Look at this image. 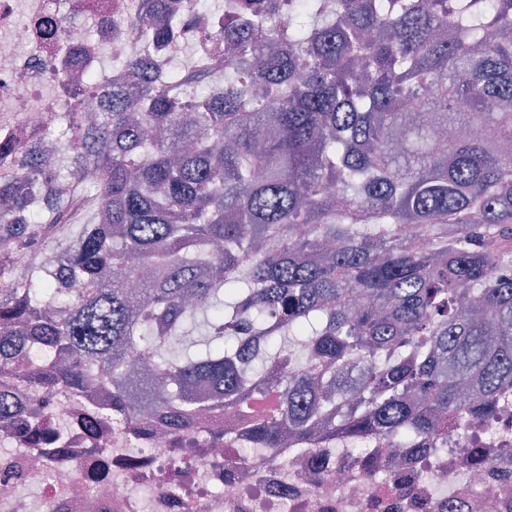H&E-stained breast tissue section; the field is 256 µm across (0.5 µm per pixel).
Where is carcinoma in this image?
Masks as SVG:
<instances>
[{"label": "carcinoma", "instance_id": "cac0c4a2", "mask_svg": "<svg viewBox=\"0 0 512 512\" xmlns=\"http://www.w3.org/2000/svg\"><path fill=\"white\" fill-rule=\"evenodd\" d=\"M145 2V44L170 38ZM288 2L283 35L272 0H229L166 85L125 59L63 132L95 193L13 147L0 272L35 260L0 294V380L109 391L175 452L231 414L270 462L287 429L442 448L512 400V0Z\"/></svg>", "mask_w": 512, "mask_h": 512}]
</instances>
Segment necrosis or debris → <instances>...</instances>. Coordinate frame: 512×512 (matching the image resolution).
<instances>
[{
  "instance_id": "4bbe7bcc",
  "label": "necrosis or debris",
  "mask_w": 512,
  "mask_h": 512,
  "mask_svg": "<svg viewBox=\"0 0 512 512\" xmlns=\"http://www.w3.org/2000/svg\"><path fill=\"white\" fill-rule=\"evenodd\" d=\"M162 3L174 11L176 35L148 48L130 25L143 0H0V143L22 126L39 149L66 113L101 111L112 91L108 58L147 50L163 69L191 70L212 23L187 0ZM86 72L94 80H83ZM4 389L16 413L11 428L0 426V512H512V485L485 479L470 461L471 449L483 448L492 471L512 472L502 455L512 446V408L497 422L457 426L441 453L403 457L374 438L363 451L380 461L372 470L328 434L286 443L277 465H260L246 435L215 440L205 425L182 435L175 463L166 428L125 419L111 395L48 394L23 378ZM35 407L61 428L57 442L23 436ZM313 450L326 455L327 470L305 472Z\"/></svg>"
}]
</instances>
